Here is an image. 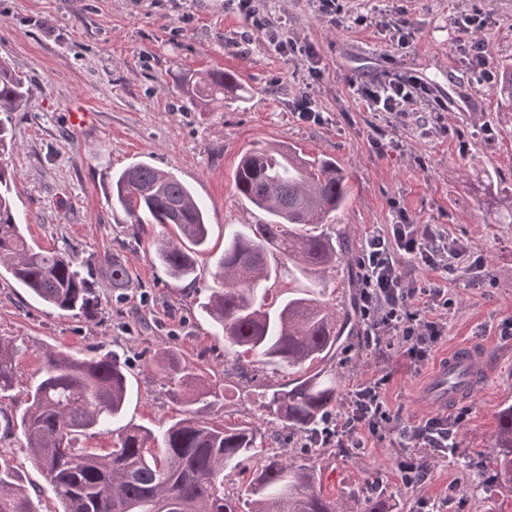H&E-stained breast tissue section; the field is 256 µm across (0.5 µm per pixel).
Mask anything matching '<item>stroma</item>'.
<instances>
[{
  "label": "stroma",
  "instance_id": "1",
  "mask_svg": "<svg viewBox=\"0 0 512 512\" xmlns=\"http://www.w3.org/2000/svg\"><path fill=\"white\" fill-rule=\"evenodd\" d=\"M254 5L249 17L237 0H0V58L29 87L24 110L12 116L17 148L9 158L25 235L47 249L74 250L83 263L115 254L132 274L128 287L116 290L105 274L94 273L98 314L92 319L46 307L11 277L0 278V336L15 338L21 349L16 386L0 399V412L19 415L41 351L59 347L82 357L119 355L131 376L124 422L157 425L176 410L156 367L159 350L174 346L224 378L226 398L215 405L216 415L258 420L260 389L225 373L224 341L213 336L201 305L214 257L224 250L225 225L264 219L235 188L241 154L287 143L335 158L351 187L327 224L350 243L331 294L350 314L326 365L341 395L337 413L346 411L344 395L384 370L391 375L386 401L402 423L452 421L463 412L468 418L455 455L413 489L395 477L403 453L396 441L303 448L281 430L271 445L313 459L324 494L345 502L348 512H358L374 491L388 512H512V484L495 477L493 463L498 412L512 405V338L501 334L512 320V224L498 221L512 200V111L494 96L512 65V0H339L332 21L311 0ZM479 12L491 16L478 33L484 80L471 72L455 24ZM400 17L415 31L407 49L377 33L383 21ZM272 29L294 43L295 53L273 50L266 37ZM214 69L234 74L237 88L223 110L198 111L184 78ZM405 73L428 86L430 100L401 118L364 110L356 94L362 82ZM304 92L316 99L322 123L297 119L294 102ZM77 107L90 115L86 128L69 122ZM374 123L401 149L377 153L368 141ZM139 160L175 173L207 211L209 251L198 258L196 284L172 281L147 241L128 240L125 216L106 198L110 173ZM400 209L484 262L478 273L468 261H453L445 287L454 305L439 351L469 347L488 378L444 408L422 403L419 385L431 364L417 367L396 354L376 359L353 315L361 240L392 223ZM0 455L17 467L29 494L40 495L42 512H57L18 437L0 439Z\"/></svg>",
  "mask_w": 512,
  "mask_h": 512
}]
</instances>
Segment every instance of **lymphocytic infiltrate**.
Here are the masks:
<instances>
[{
	"mask_svg": "<svg viewBox=\"0 0 512 512\" xmlns=\"http://www.w3.org/2000/svg\"><path fill=\"white\" fill-rule=\"evenodd\" d=\"M357 93L370 111L402 115L425 100L429 89L414 76L388 75L360 86ZM460 254L459 248L422 224H393L388 230L365 235L357 260L355 311L376 358L396 352L416 365L429 359L448 333V311L453 302L440 285L422 284L409 277L402 260L413 259L428 271L443 275L450 259ZM384 384L379 378L352 391L347 414L327 419L315 442L324 447L362 448L368 436L385 431L410 447L396 463L400 482L407 487L424 484L435 463L456 453L458 429L440 418L410 428L402 425L387 409Z\"/></svg>",
	"mask_w": 512,
	"mask_h": 512,
	"instance_id": "obj_1",
	"label": "lymphocytic infiltrate"
}]
</instances>
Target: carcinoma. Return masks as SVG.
<instances>
[{
    "mask_svg": "<svg viewBox=\"0 0 512 512\" xmlns=\"http://www.w3.org/2000/svg\"><path fill=\"white\" fill-rule=\"evenodd\" d=\"M200 111L224 108V93L236 78L212 70L185 81ZM27 79L0 59V270L54 308L93 317L98 307L89 270L65 250L31 246L25 239L12 196L14 172L6 153L14 142L8 124L25 105ZM241 197L268 214L259 224L233 225L224 252L211 271L213 286L203 309L214 335L234 348L231 366L243 377L264 369L288 371L283 383L264 386L261 408L267 420L294 431H314L336 408V377L325 371L336 357L343 326L321 300L336 274L342 248L324 230V219L346 203L347 174L329 157H311L280 144L253 147L234 173ZM108 196L113 209L128 218V236L170 226L178 235L154 237L153 258L177 282H196L198 256L208 250L206 210L173 173L144 162L112 175ZM98 268L112 287H127L130 271L107 253ZM308 282L301 292L277 289L283 270ZM19 349L0 336V394L15 387ZM40 377L27 390L25 407L6 419L5 432L20 429L21 447L42 473L62 512H239L240 499L225 493V471L254 470L248 512H341L316 488L312 463H300L264 448L265 435L253 422L208 418L226 390L210 373L187 361L177 348L157 360L169 398L179 416L156 427L127 423L123 416L128 369L117 355L78 357L66 351H41ZM94 435L112 437L111 449L97 454L80 446ZM499 475L512 481V406L499 414L495 435ZM0 512H38L8 459L0 457Z\"/></svg>",
    "mask_w": 512,
    "mask_h": 512,
    "instance_id": "1",
    "label": "carcinoma"
}]
</instances>
